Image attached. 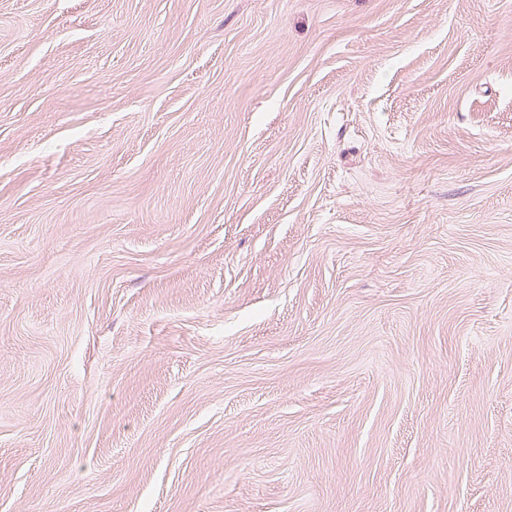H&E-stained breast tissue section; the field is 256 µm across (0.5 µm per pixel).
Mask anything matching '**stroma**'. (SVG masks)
Listing matches in <instances>:
<instances>
[{
	"label": "stroma",
	"mask_w": 512,
	"mask_h": 512,
	"mask_svg": "<svg viewBox=\"0 0 512 512\" xmlns=\"http://www.w3.org/2000/svg\"><path fill=\"white\" fill-rule=\"evenodd\" d=\"M0 512H512V0H0Z\"/></svg>",
	"instance_id": "obj_1"
}]
</instances>
